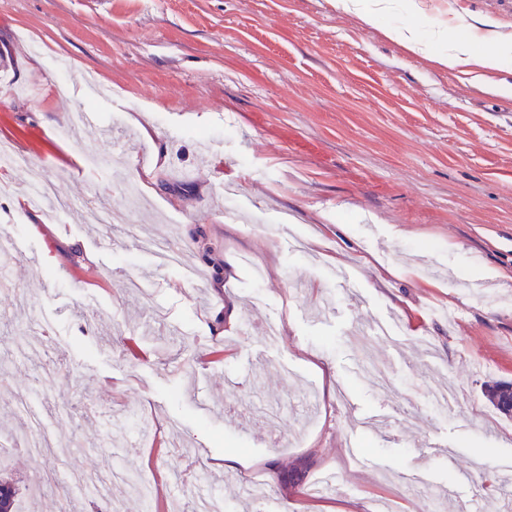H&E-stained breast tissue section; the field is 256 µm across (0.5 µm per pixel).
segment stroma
Masks as SVG:
<instances>
[{
    "label": "stroma",
    "mask_w": 512,
    "mask_h": 512,
    "mask_svg": "<svg viewBox=\"0 0 512 512\" xmlns=\"http://www.w3.org/2000/svg\"><path fill=\"white\" fill-rule=\"evenodd\" d=\"M413 3L369 24L336 0H0V146L31 164L0 166V228L22 246L0 257V444L28 411L65 450L0 460L18 512H59L42 472L117 464L152 512H193L200 482L227 512H460L428 440L479 482L512 462V418L484 395L512 382V63L462 73L385 35L461 11L512 42V0ZM81 107L96 120L71 129ZM40 169L70 209L30 206ZM98 203L112 233L149 222L181 264L100 249ZM373 320L391 338L366 348ZM47 364L54 385L19 410ZM442 381L466 418L428 409ZM388 414L392 434L368 427ZM415 471L432 496L408 494ZM249 476L265 495L247 504Z\"/></svg>",
    "instance_id": "obj_1"
}]
</instances>
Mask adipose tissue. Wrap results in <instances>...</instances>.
Wrapping results in <instances>:
<instances>
[{"label":"adipose tissue","mask_w":512,"mask_h":512,"mask_svg":"<svg viewBox=\"0 0 512 512\" xmlns=\"http://www.w3.org/2000/svg\"><path fill=\"white\" fill-rule=\"evenodd\" d=\"M386 34L411 51L435 52L437 62L451 69L467 65L470 60L473 36L467 31L451 35L446 29L439 28L430 30L423 38L415 27L407 26L387 29Z\"/></svg>","instance_id":"ef3b65f1"}]
</instances>
